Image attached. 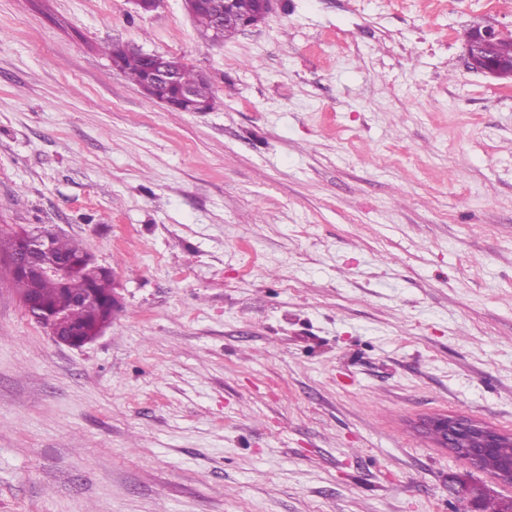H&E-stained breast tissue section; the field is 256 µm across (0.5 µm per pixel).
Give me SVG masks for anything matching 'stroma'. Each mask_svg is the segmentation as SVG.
Instances as JSON below:
<instances>
[{"label": "stroma", "instance_id": "1", "mask_svg": "<svg viewBox=\"0 0 512 512\" xmlns=\"http://www.w3.org/2000/svg\"><path fill=\"white\" fill-rule=\"evenodd\" d=\"M512 0H0V228L75 240L121 311L56 342L0 273V512H470L412 428L512 430ZM120 42L209 79L175 112ZM261 1L262 14L257 20L252 18L239 17L235 12L234 0H216L214 3H212V6L214 7L217 14V23L214 29L213 26L215 23V16L212 7L209 5L210 0H200L201 5L198 6L197 10L193 14V17L201 26L205 28L206 31L213 29V36L219 32L225 23L236 24L239 28L236 26H224V29L221 30L220 38L225 39L234 36L241 29L256 26L265 20L268 14L272 12L274 2L276 1ZM472 27L465 31L464 42L467 44L472 37ZM504 27L494 24L479 25L476 28L475 41L465 45V52L470 67L480 73L495 79L512 80V65L503 67L494 63L481 62L479 60L480 46L488 41L483 48V53L487 57L496 58L503 61L512 59V32ZM508 34V35H505ZM505 35V36H504ZM503 36V37H502ZM499 38V39H498ZM497 39V40H496ZM495 40V41H493ZM109 52L111 60L118 62L121 71L137 85L145 80L148 66L143 56L124 52L120 44H113ZM141 53L151 57L148 77L143 85L139 86L145 96L170 107L181 104L187 112H208L211 109L208 105L196 101L192 91L187 87H181L176 98L166 97V90L170 88L168 91L174 93L176 87L173 86L178 83V75L171 56L160 53ZM112 64L120 70L117 64L114 62Z\"/></svg>", "mask_w": 512, "mask_h": 512}]
</instances>
